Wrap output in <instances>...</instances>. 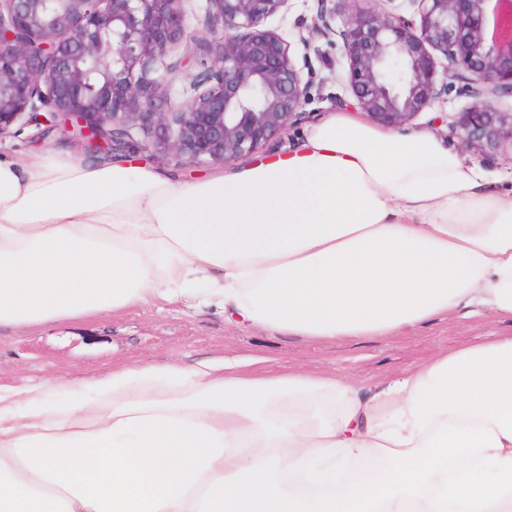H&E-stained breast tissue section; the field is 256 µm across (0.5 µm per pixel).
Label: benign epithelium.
I'll return each mask as SVG.
<instances>
[{"label": "benign epithelium", "mask_w": 512, "mask_h": 512, "mask_svg": "<svg viewBox=\"0 0 512 512\" xmlns=\"http://www.w3.org/2000/svg\"><path fill=\"white\" fill-rule=\"evenodd\" d=\"M192 0H0V140L19 122L45 136L63 128L91 158L137 147L190 163L234 164L272 142L310 94L280 34L261 28L288 0H206L210 38L190 31ZM299 34L341 38L355 106L390 129L410 124L455 81L470 104L459 113L461 147L493 156L512 145V40L493 36L501 0H408L417 19L381 7L336 30V7L318 0ZM185 45L198 72L173 105ZM446 60L438 71L437 56Z\"/></svg>", "instance_id": "obj_1"}]
</instances>
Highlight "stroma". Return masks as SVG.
Listing matches in <instances>:
<instances>
[{
  "label": "stroma",
  "instance_id": "stroma-1",
  "mask_svg": "<svg viewBox=\"0 0 512 512\" xmlns=\"http://www.w3.org/2000/svg\"><path fill=\"white\" fill-rule=\"evenodd\" d=\"M317 0H290L285 12L269 17L265 25L290 42L303 76L310 82V99L301 120L287 127L270 145L256 151V159L272 158L295 147L310 128L326 116L353 108L346 79V59L339 38L317 39L303 49L298 36L317 15ZM470 103L454 88L420 113L414 126L427 125L459 149L452 128L457 112ZM30 127L0 140V153L38 157L49 150L68 153L78 162L86 156L68 134L56 132L34 140ZM130 162L170 172L193 181L216 173L213 165H194L171 153L130 150ZM512 335V322L490 315L439 316L391 336H361L334 342L282 336L265 329L225 325L221 311L191 306L181 300L147 303L123 312L50 322L35 328L0 331V387H20L47 379L93 382L113 369L141 360L158 365H187L201 359H251L252 372H333L368 389L400 376L410 367L429 361L442 351L475 346L489 334Z\"/></svg>",
  "mask_w": 512,
  "mask_h": 512
}]
</instances>
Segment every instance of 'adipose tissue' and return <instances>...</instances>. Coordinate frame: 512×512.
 I'll return each mask as SVG.
<instances>
[{
  "label": "adipose tissue",
  "mask_w": 512,
  "mask_h": 512,
  "mask_svg": "<svg viewBox=\"0 0 512 512\" xmlns=\"http://www.w3.org/2000/svg\"><path fill=\"white\" fill-rule=\"evenodd\" d=\"M336 341L512 320V171L339 112L203 182L0 157V329L151 300ZM243 358L0 388V512H512V336L377 391Z\"/></svg>",
  "instance_id": "ef3b65f1"
}]
</instances>
